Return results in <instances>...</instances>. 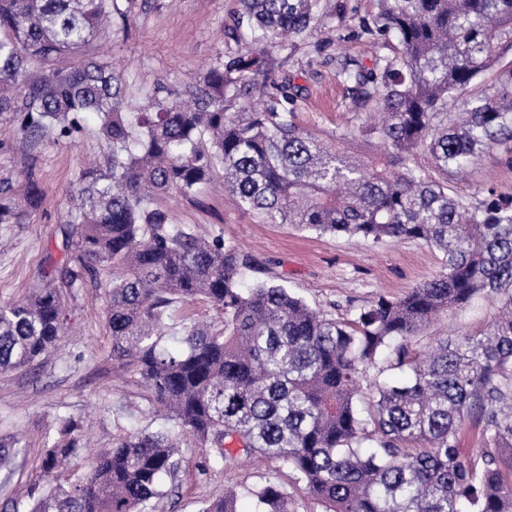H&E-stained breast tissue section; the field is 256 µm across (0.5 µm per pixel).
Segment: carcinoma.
Masks as SVG:
<instances>
[{"instance_id": "carcinoma-1", "label": "carcinoma", "mask_w": 512, "mask_h": 512, "mask_svg": "<svg viewBox=\"0 0 512 512\" xmlns=\"http://www.w3.org/2000/svg\"><path fill=\"white\" fill-rule=\"evenodd\" d=\"M320 0H240L232 29L244 40L217 57L180 97L158 90L132 105L125 82L89 54L118 0H0V121L23 143L69 138L83 114L98 118L108 155L84 170L70 214L74 251L58 277L0 304V373L56 346L69 318L63 289L106 288L112 357L152 392L158 429L128 432L97 454L87 478L36 498L27 512H154L175 482L183 445L204 468L237 454L275 463L325 512H512V196L479 202L454 189L464 166L499 147L512 154V66L472 87L512 51V0H377L386 52L372 66H343L374 120L357 146L296 122L287 85L239 103L268 79L273 54L321 32ZM81 56L80 66L59 62ZM463 99L461 109L451 104ZM422 155L428 168L415 164ZM222 174L224 191L263 224L364 241L419 240L443 271L399 299L380 296L332 317L273 281L238 286L252 258L172 222L160 201L194 195ZM26 198L0 181V224H21ZM484 295L498 303L478 335L422 343L423 330ZM203 298L212 321L182 319L180 346L162 339L170 307ZM399 369L400 382L385 378ZM481 447L464 454V427ZM63 419L42 470L57 474L77 449ZM16 447L0 448L13 472ZM255 512H288L275 483L249 490ZM237 494L201 512H237Z\"/></svg>"}]
</instances>
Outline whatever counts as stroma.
<instances>
[{
  "label": "stroma",
  "mask_w": 512,
  "mask_h": 512,
  "mask_svg": "<svg viewBox=\"0 0 512 512\" xmlns=\"http://www.w3.org/2000/svg\"><path fill=\"white\" fill-rule=\"evenodd\" d=\"M126 21L113 23L110 35L98 40L95 55L131 86L135 96L156 84L182 87L220 54L236 50L227 27L239 0H124ZM377 0H321L322 22L331 42L310 38L290 58L276 59L275 77L296 96L297 121L322 136L356 130L360 118L349 83L338 77L342 63L371 64L382 51L374 36L362 31L372 20ZM94 114H86L84 133L73 140L43 139L21 146L16 127L0 122V178L11 182L17 198H25L27 172H34L40 197L22 224H0V304L27 297L42 278L57 274L71 255L69 214L79 177L88 162L104 163L106 148L93 134ZM466 193L492 188L512 195V159L493 148L469 164L457 180ZM176 224L191 225L204 238L223 236L252 260L242 270L240 286L284 278L295 294L333 317L345 316L378 296L398 298L442 270L441 255L416 240L371 243L346 236L301 232L280 224H263L241 211L235 199L214 187L191 197L177 194L162 200ZM71 319L59 345L32 365L0 373V443L20 437L27 451L9 480L0 479V512H27L32 499L50 494L56 484L88 474L96 451L110 448L114 438L149 425L148 391L132 366L112 357V338L105 320V294L100 288L67 290ZM497 314L495 304L476 297L472 305L430 323L426 341L447 335H477ZM78 425L80 446L59 480L42 477L45 440L59 418ZM203 453L183 451L174 486L159 503L160 512H200L205 500L240 487L237 512H253L250 487L277 478L289 494L290 512H323L290 471L274 464L241 460L238 467H214L201 478Z\"/></svg>",
  "instance_id": "1"
}]
</instances>
